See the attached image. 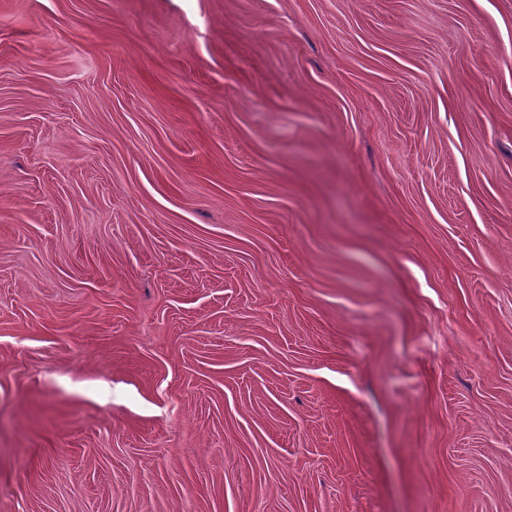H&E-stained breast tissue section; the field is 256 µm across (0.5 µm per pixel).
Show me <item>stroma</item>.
<instances>
[{
	"mask_svg": "<svg viewBox=\"0 0 512 512\" xmlns=\"http://www.w3.org/2000/svg\"><path fill=\"white\" fill-rule=\"evenodd\" d=\"M0 512H512V0H0Z\"/></svg>",
	"mask_w": 512,
	"mask_h": 512,
	"instance_id": "stroma-1",
	"label": "stroma"
}]
</instances>
